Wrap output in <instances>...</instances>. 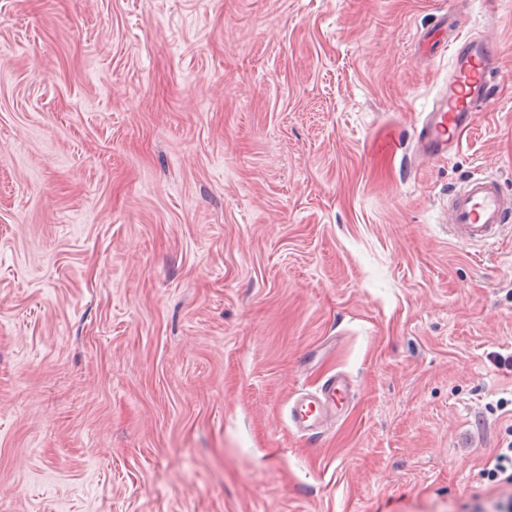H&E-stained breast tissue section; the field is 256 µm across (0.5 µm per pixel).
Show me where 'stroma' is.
Returning a JSON list of instances; mask_svg holds the SVG:
<instances>
[{"label": "stroma", "mask_w": 512, "mask_h": 512, "mask_svg": "<svg viewBox=\"0 0 512 512\" xmlns=\"http://www.w3.org/2000/svg\"><path fill=\"white\" fill-rule=\"evenodd\" d=\"M454 9L500 73L423 162ZM476 172L512 191V0H0V512H505ZM511 222L512 194L490 176H471L448 202V224L462 244H491ZM348 384L337 377L328 379L318 394L298 397L290 410L294 427L310 435L319 433L328 414V410L336 412L347 401ZM491 466V467H490ZM483 479L490 482L512 486V440L505 441L497 448L489 466L480 473Z\"/></svg>", "instance_id": "obj_1"}]
</instances>
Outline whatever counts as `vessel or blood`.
<instances>
[{
  "instance_id": "vessel-or-blood-1",
  "label": "vessel or blood",
  "mask_w": 512,
  "mask_h": 512,
  "mask_svg": "<svg viewBox=\"0 0 512 512\" xmlns=\"http://www.w3.org/2000/svg\"><path fill=\"white\" fill-rule=\"evenodd\" d=\"M456 18H448L433 38V45L450 52L451 75L448 90L435 102L421 125L416 155L438 160L458 150L464 136L488 111L494 80L499 74L500 53L497 44L482 37L457 35ZM448 222L463 244L482 246L493 243L512 223V194L504 192L496 178L471 176L448 202ZM349 396L346 381L328 379L314 395L298 397L290 417L303 433L318 434L328 412L338 409Z\"/></svg>"
}]
</instances>
